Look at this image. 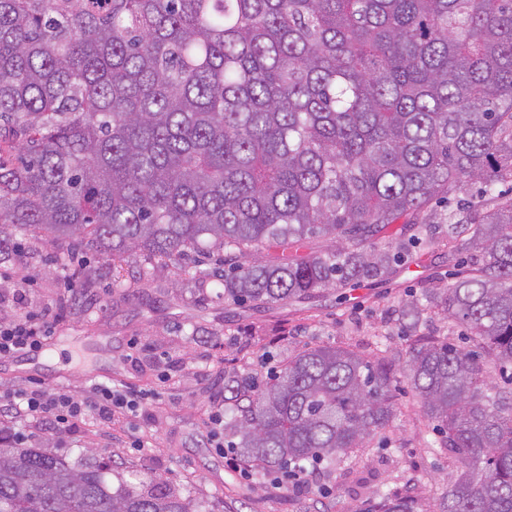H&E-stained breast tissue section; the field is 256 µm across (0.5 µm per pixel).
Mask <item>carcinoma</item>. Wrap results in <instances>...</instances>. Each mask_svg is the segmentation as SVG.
<instances>
[{
	"label": "carcinoma",
	"mask_w": 512,
	"mask_h": 512,
	"mask_svg": "<svg viewBox=\"0 0 512 512\" xmlns=\"http://www.w3.org/2000/svg\"><path fill=\"white\" fill-rule=\"evenodd\" d=\"M0 253L13 231L119 261L224 252V300L284 305L391 272L403 222L484 186L450 239L467 268L401 306L402 373L454 457L438 512H512V0H0ZM336 239L301 254L307 239ZM395 354L304 347L262 381L224 372L230 430L260 478L349 459L394 422ZM0 434V512H203L159 482L118 490ZM350 512H420L399 491ZM478 191L479 184L466 183L461 191H457L449 197L448 203L447 199H444L433 203V207L440 213H450L452 210H455L456 206L460 205V203L467 202V200H475ZM465 333V328L455 320L443 319L441 316L431 314L428 315L427 321L422 324L418 335L448 337L449 342L463 345Z\"/></svg>",
	"instance_id": "1"
}]
</instances>
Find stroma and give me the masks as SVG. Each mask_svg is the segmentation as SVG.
<instances>
[{"mask_svg": "<svg viewBox=\"0 0 512 512\" xmlns=\"http://www.w3.org/2000/svg\"><path fill=\"white\" fill-rule=\"evenodd\" d=\"M16 240L19 252L0 254V320L49 306L58 321L46 350L0 358V390L37 383L79 396L100 383L145 397L136 419L108 425L89 418L62 434L0 417V432L23 437L25 447L47 448L76 464L112 459V487L133 472L204 502L208 512H294L299 499L313 512H332L362 477L372 490L382 482L398 490L413 486L432 512L436 489L455 481L447 451L427 447V423L398 371L392 380L402 412L393 426L336 470L303 474L297 484L261 482L229 467L210 437V418L224 409L227 365L263 374L289 352L315 344L366 356L382 339L406 350L411 334L396 311L424 290L450 283L457 257L446 229L405 245L390 276L265 307L225 302L219 281L195 276V269L218 268L216 255L192 254L177 266L132 254L116 285L111 266L95 255H73L63 268L46 234L20 232ZM18 288L26 291L21 306L13 298Z\"/></svg>", "mask_w": 512, "mask_h": 512, "instance_id": "35a3bbf8", "label": "stroma"}]
</instances>
